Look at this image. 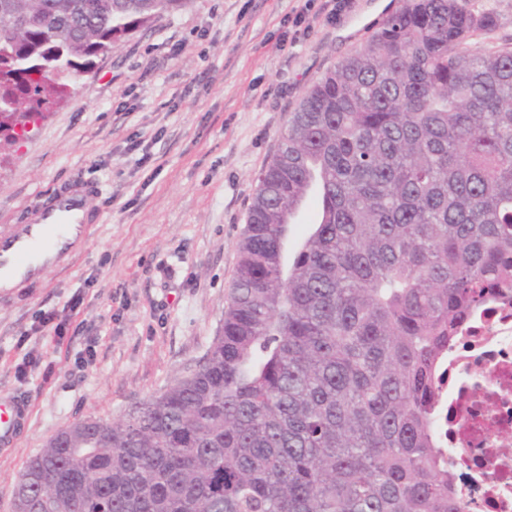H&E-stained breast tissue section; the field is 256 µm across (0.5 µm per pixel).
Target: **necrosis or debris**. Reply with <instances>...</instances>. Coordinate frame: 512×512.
Listing matches in <instances>:
<instances>
[{"mask_svg": "<svg viewBox=\"0 0 512 512\" xmlns=\"http://www.w3.org/2000/svg\"><path fill=\"white\" fill-rule=\"evenodd\" d=\"M442 371L436 433L468 512H512V298L462 325Z\"/></svg>", "mask_w": 512, "mask_h": 512, "instance_id": "4bbe7bcc", "label": "necrosis or debris"}]
</instances>
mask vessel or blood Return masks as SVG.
<instances>
[{
  "label": "vessel or blood",
  "mask_w": 512,
  "mask_h": 512,
  "mask_svg": "<svg viewBox=\"0 0 512 512\" xmlns=\"http://www.w3.org/2000/svg\"><path fill=\"white\" fill-rule=\"evenodd\" d=\"M95 185L75 183L38 207L32 222L0 234V297L15 282L34 281L51 267L64 268L92 227L86 197ZM29 422V401L19 392L0 393V447H12Z\"/></svg>",
  "instance_id": "1"
}]
</instances>
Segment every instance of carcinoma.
Wrapping results in <instances>:
<instances>
[{"label": "carcinoma", "instance_id": "obj_1", "mask_svg": "<svg viewBox=\"0 0 512 512\" xmlns=\"http://www.w3.org/2000/svg\"><path fill=\"white\" fill-rule=\"evenodd\" d=\"M0 0V137L186 0ZM464 0H403L304 93L258 178L224 329L116 422L58 432L30 512H466L434 437L437 367L512 295V46ZM313 228L288 252L311 192Z\"/></svg>", "mask_w": 512, "mask_h": 512}]
</instances>
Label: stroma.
<instances>
[{"mask_svg": "<svg viewBox=\"0 0 512 512\" xmlns=\"http://www.w3.org/2000/svg\"><path fill=\"white\" fill-rule=\"evenodd\" d=\"M402 0H351L336 20L295 0H188L95 58L77 93L0 149V234L80 180L86 243L63 271L0 300V393L30 399L14 448L0 450V512H14L27 461L59 430L115 421L192 373L224 327L255 177L304 91L358 49ZM472 47L512 43V0ZM67 334L39 329L42 317ZM38 367L22 378L18 367Z\"/></svg>", "mask_w": 512, "mask_h": 512, "instance_id": "1", "label": "stroma"}]
</instances>
